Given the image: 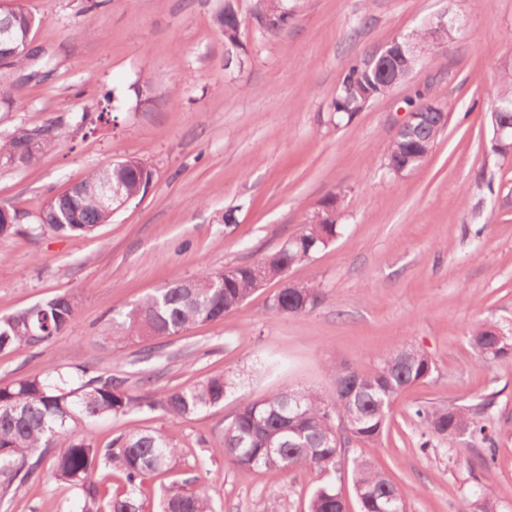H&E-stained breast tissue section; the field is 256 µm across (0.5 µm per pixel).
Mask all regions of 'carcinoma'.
Here are the masks:
<instances>
[{"instance_id":"obj_1","label":"carcinoma","mask_w":512,"mask_h":512,"mask_svg":"<svg viewBox=\"0 0 512 512\" xmlns=\"http://www.w3.org/2000/svg\"><path fill=\"white\" fill-rule=\"evenodd\" d=\"M292 17L285 0H255L253 19L261 33H274L288 25ZM0 22L10 26L16 43L0 67L15 69L31 63L23 41L31 33L35 18L17 5L0 11ZM224 35V44L241 46V19L234 0L213 18ZM458 30L426 23L395 38L397 47L389 76L375 70L373 55L353 57L342 72L334 109L352 118L371 101L385 96L392 87L406 81L420 65L421 55L410 45H448ZM503 91L496 99L502 118L512 123V69L503 71ZM412 111L422 113V121L401 131L386 156L388 171L408 164L414 171L427 159L445 125L442 110L419 93L410 100ZM58 139L49 124L39 129H22L0 143V159L16 166H28L52 150ZM153 174L137 158H129L90 172L70 192L51 197L40 215V228L69 236H88L112 219V210L99 199L97 187L110 182L121 186L126 197L134 199L144 191ZM323 206L330 208L325 224L304 225L302 231L277 250L273 264L290 268L309 261L314 254L339 236L337 223L341 198L332 194ZM221 273L202 271L191 279L166 283L137 306L118 310L112 316L116 345L144 337L178 335L197 323L220 322L259 290L262 275L250 264L237 266L224 280ZM306 303L293 290L278 291L269 309L275 315L305 314L322 300V291L310 284L302 288ZM74 317V306L67 295H58L43 304L22 309L0 318V352L22 346H37L62 336ZM501 328L488 323L474 326L469 343L482 363L511 357L498 342ZM435 363L424 351L401 347L382 355L375 370L362 371L351 365H334L336 382H347L348 392L336 391L325 399L308 390L274 391L262 399L242 392L238 408L224 426V456L243 470L263 468L288 471L309 468L324 473L329 480L311 494L307 512H348L341 492L342 475L351 479L359 512H404V496L374 461L384 433L389 427L392 405L407 387L429 377ZM236 389L226 375H207L180 388L158 392H134L122 380L107 372L87 375L77 364L68 373L54 372L39 378L21 379L0 386V469L26 483L52 456L51 475L76 494L77 512H143L142 484L147 475L172 467L179 448L157 430L122 432L101 448L89 431L81 435L73 429L88 427L108 416H124L142 411H160L172 421L191 418L224 404ZM495 395H484L472 404L419 406L414 418L424 427L426 440L448 445V451L464 445H481L494 459L497 433L492 427ZM364 444L352 453L351 442ZM59 452H53V449ZM110 468L125 480V489L105 498L97 478L98 469ZM468 495L488 508L493 497L491 485L480 480L467 489ZM156 512H214L205 485L189 487L173 483L165 487Z\"/></svg>"}]
</instances>
